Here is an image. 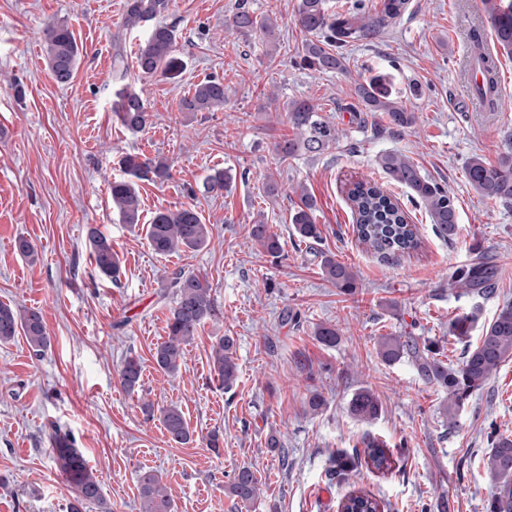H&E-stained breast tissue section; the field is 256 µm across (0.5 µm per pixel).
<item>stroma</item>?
I'll return each instance as SVG.
<instances>
[{
    "mask_svg": "<svg viewBox=\"0 0 512 512\" xmlns=\"http://www.w3.org/2000/svg\"><path fill=\"white\" fill-rule=\"evenodd\" d=\"M239 0H170L158 23L176 30L186 69L181 78L140 77L134 63L142 31L122 28L126 0H0V302L41 311L49 347L34 355L24 337L0 345V512H70L74 488L49 456L54 431L69 434L95 475L112 512H141L140 470H153L173 495V512H337L358 487L383 500L388 512H484L492 482L484 466L490 435L512 436V360L465 401L456 426L441 413L446 393L426 383L409 361L386 364L377 354L388 334L438 343L445 362L461 359L450 321L472 312L479 324L512 301V204L482 197L470 185L472 156L497 163L512 143V55H500L501 101L496 112H468L460 89L468 34L485 22L482 0H410L400 21L348 52V74L300 64L304 35L293 22L297 0H246L279 23L272 56L257 36L224 32ZM63 22L81 59L71 83L58 85L45 61L43 30ZM376 71L396 89L418 85L405 103L416 116L393 133L382 115L358 120L350 107L356 83ZM214 77L227 101L214 112H184L192 84ZM129 83L146 100L153 123L133 134L112 117L113 93ZM308 99L339 131L336 144L277 164L273 144L290 134L283 107ZM408 156L422 175L453 195L460 232L440 238L427 215L409 209L420 248L395 261L367 250L352 233L345 180L386 184L375 159ZM167 159L171 176L138 187L143 218L190 202L210 227L198 252L156 255L145 231L120 223L109 185L121 177L125 154ZM233 177L231 191H206L210 169ZM275 181L278 189L267 193ZM317 202L322 240H297L288 211L297 185ZM263 219L284 247L274 258L246 238ZM99 226L119 255L118 282L94 272L87 225ZM27 239L28 262L15 248ZM358 274L355 294L327 282L320 252ZM485 260L497 270L494 293L482 298L449 288L452 272ZM205 275L222 309L199 328L175 376L153 362L167 337L174 305L163 289L172 273ZM335 326L336 346L319 343L317 324ZM232 337L238 377L218 387L210 352ZM135 357L139 388L126 392L119 371ZM366 388L382 405L373 423L356 421L347 405ZM323 404L311 409L312 393ZM180 406L194 440L177 444L160 421L146 420L142 402ZM224 443L211 451L206 437ZM384 441L395 464L381 474L358 467L331 476L338 451L363 435ZM277 437L279 451L268 448ZM260 479L248 508L230 494L235 470Z\"/></svg>",
    "mask_w": 512,
    "mask_h": 512,
    "instance_id": "stroma-1",
    "label": "stroma"
}]
</instances>
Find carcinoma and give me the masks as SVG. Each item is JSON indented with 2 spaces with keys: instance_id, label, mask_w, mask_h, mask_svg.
<instances>
[{
  "instance_id": "1",
  "label": "carcinoma",
  "mask_w": 512,
  "mask_h": 512,
  "mask_svg": "<svg viewBox=\"0 0 512 512\" xmlns=\"http://www.w3.org/2000/svg\"><path fill=\"white\" fill-rule=\"evenodd\" d=\"M484 11L494 32L497 49L512 54V0H482ZM168 7V0H127L123 27L136 30L154 19ZM409 9V0H380V9L368 11L365 0H354L343 11H332L328 0H298L294 23L305 34L298 49L301 65L322 73H345L349 68L347 50L350 47L376 37L383 29L395 23ZM233 30L257 35L267 46L273 44L277 24L270 16H258L242 2L228 19ZM45 52L48 67L56 82L67 85L73 79L79 60V47L68 25L51 23L44 29ZM471 57L482 62L481 83L474 84L475 92L494 109L500 102V90L492 53L484 51V31L479 24L469 32ZM137 71L145 77L162 76L175 80L184 71V61L177 52L176 34L173 28L157 24L148 30L138 43L135 53ZM354 94L359 111L383 115L393 132L411 127L415 113L409 111L401 96L392 92L383 76L363 78L357 82ZM226 94L224 82L208 78L193 85L188 95L180 101L184 112H212L224 107ZM115 119L132 132H142L151 124L143 97L124 85L115 90L112 100ZM286 123L295 131L285 135L273 145L279 162H286L300 154H320L338 141L336 126L319 113L316 104L308 99L292 100L285 105ZM124 176L112 181L109 192L112 209L124 224L137 226L142 220L141 201L135 181H164L170 177V165L163 158H148L128 154L121 160ZM376 166L391 182L406 188L409 202L424 208L435 232L450 241L459 232L458 211L453 196L447 188L421 174L418 166L397 152H386L376 158ZM466 176L474 189L483 197L512 202V150L500 155L494 166L479 157L470 158ZM232 176L222 168L213 169L205 179L211 192L229 189ZM294 193L298 201L289 211V223L297 236L305 240H321L322 231L316 223L315 198L300 185ZM344 193L354 215L352 231L359 243L389 261L415 251L420 246L416 225L409 222V215L399 199L375 182L363 179L348 180ZM146 239L153 252L168 256L182 250L200 251L210 243L208 225L193 205H183L175 210L165 209L154 214L146 225ZM86 237L92 249L98 272L113 280L120 274V260L112 251V243L97 227L90 226ZM248 239L272 257L283 253L280 237L271 232L268 225L258 221L248 228ZM322 275L341 293L352 295L358 288L357 275L351 267L337 261L332 255H321ZM495 271L487 262L472 264L457 270L450 276L449 286L461 290V294L490 296ZM175 306L167 322V338L157 345L152 358L157 368L165 374L177 373L185 355V346L193 339L198 328L208 321L217 320L222 310L212 295V287L206 277L179 272L171 279ZM474 324L469 314L457 316L450 325V333L460 342L466 341ZM19 335L36 354L49 345V336L42 313L36 309L23 311L9 304L0 303V344L9 343ZM314 336L319 343L334 347L339 338L336 327L318 324ZM234 340L221 336L213 344L210 353L211 373L220 385L228 388L237 378L238 365L234 359ZM385 363H395L403 358L411 361L418 376L448 393V404L443 415L448 426L457 423V416L464 401L482 388L506 361L512 359V304H505L487 324L474 344L465 345L458 365L453 366L440 358L439 349L429 341H419L416 336H383L377 350ZM142 366L136 359H128L121 371V383L129 391L138 387ZM349 411L361 421L379 418L382 406L368 389L357 390L349 401ZM159 421L173 442L184 444L191 441L192 432L182 410L170 405L159 410ZM362 450L352 455L336 458V475L347 477L361 464L377 471H388L394 463L393 453L383 441L364 437ZM52 458L76 491L77 504L70 512H80V506L95 503L105 508L102 487L83 452L68 435L55 434L50 448ZM491 477L492 491L485 505V512H512V439L499 435L491 438V448L486 461ZM142 512H172L173 499L167 487L161 484L153 471L139 474ZM229 492L243 506L254 504L259 496V479L252 468L243 466L234 471ZM386 504L372 493L353 489L343 497L345 512H385Z\"/></svg>"
}]
</instances>
